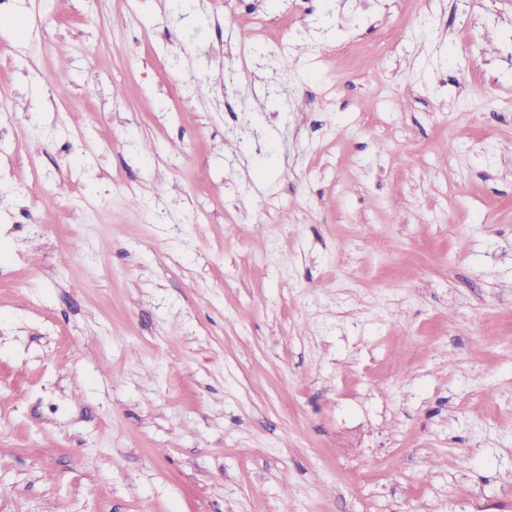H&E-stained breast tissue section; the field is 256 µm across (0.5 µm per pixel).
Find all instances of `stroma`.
Wrapping results in <instances>:
<instances>
[{"label":"stroma","instance_id":"35a3bbf8","mask_svg":"<svg viewBox=\"0 0 512 512\" xmlns=\"http://www.w3.org/2000/svg\"><path fill=\"white\" fill-rule=\"evenodd\" d=\"M0 12V512H512V0Z\"/></svg>","mask_w":512,"mask_h":512}]
</instances>
